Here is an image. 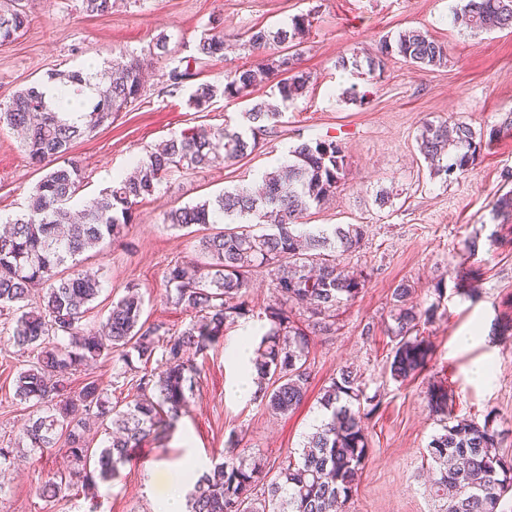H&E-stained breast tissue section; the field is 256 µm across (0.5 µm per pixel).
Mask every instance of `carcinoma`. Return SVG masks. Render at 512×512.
I'll list each match as a JSON object with an SVG mask.
<instances>
[{"instance_id":"1","label":"carcinoma","mask_w":512,"mask_h":512,"mask_svg":"<svg viewBox=\"0 0 512 512\" xmlns=\"http://www.w3.org/2000/svg\"><path fill=\"white\" fill-rule=\"evenodd\" d=\"M112 7V0H80V11L88 17L109 15ZM454 22L472 31L512 28V0H466L455 10ZM27 25L22 0H0V45L18 39ZM309 26L301 15L275 30L246 32L244 45L266 57L263 66L242 65L226 73L222 85L197 84L189 104L202 112L219 95L243 98L272 82L281 102L294 100L311 80L299 69L300 46ZM284 45L292 52H281ZM224 46V31L215 29L200 39L197 59H222ZM395 56L426 69L446 64L448 49L426 33L409 30L394 39L383 38L378 54L366 59L367 66L380 70ZM144 90L140 61L131 58L93 71L49 73L0 102V124L21 132L31 163L46 169L27 208L8 219V230L0 234V311L21 312L10 340L18 352L33 355L29 367L18 374L15 396L23 403L51 405L46 415L29 422L24 438L32 449L51 448L64 438L65 453L74 463L68 487L93 484V476L85 471L92 456L90 421L113 427L111 443L97 453L99 477L105 481L118 476L119 467L129 462L141 442L176 426L201 374L189 353H206L228 326L253 314L244 296L255 269H265L276 296L263 311L269 328L253 359L254 399L274 415L288 414L305 398L311 335L330 331L336 308L354 300L366 282L363 271H350L339 260L361 247L363 225L298 229L305 214L335 196L347 167L341 141H304L288 150L286 165L263 175L261 191L226 189L167 213L174 229L228 224L200 238L202 260L177 261L167 270V302L191 316L183 329L142 322V299L132 287L112 304L103 333L81 332L80 323L100 284L81 268L80 256L120 239L135 207L154 195L165 177L232 165L250 156L282 117L277 104L259 98L245 112L249 136L226 125L185 130L159 143L134 162L130 174L113 180L74 212L70 202L83 169L72 159L57 166L53 162L140 99ZM417 142L433 173L447 177L471 171L482 150V141L463 123L455 124L451 135L447 123H428ZM234 224H255L264 231L236 230ZM62 266L70 270L68 275H60ZM35 289L43 296L31 306ZM413 294L406 281L391 294L395 347L390 373L395 379L405 380L423 369L429 356L425 341L414 332L432 320L435 309L414 304ZM297 307L308 312L305 326L296 320ZM59 336L68 338L66 347L50 345ZM105 353L123 363L115 379L137 368L141 372L128 380L137 395L123 409L109 401L95 379L76 390L70 387V374ZM319 404L320 425L307 437L298 458L288 460L269 482L262 468L228 440L224 461L200 476L187 475L188 512H342L368 457L367 420L381 401L364 397L360 375L346 368L324 388ZM427 452L437 470L431 490L443 501L444 512H506L512 458L499 453L497 433L488 425L446 422Z\"/></svg>"}]
</instances>
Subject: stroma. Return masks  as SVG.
I'll use <instances>...</instances> for the list:
<instances>
[{"label":"stroma","instance_id":"35a3bbf8","mask_svg":"<svg viewBox=\"0 0 512 512\" xmlns=\"http://www.w3.org/2000/svg\"><path fill=\"white\" fill-rule=\"evenodd\" d=\"M463 0H117L110 15L88 17L79 0H24L29 25L12 43L0 45V101L62 71L101 63L119 54L144 56L159 37L171 53L154 61V74L140 103L88 137L77 140L71 157L83 168L77 201L95 198L114 175L130 169L154 145L201 124L246 130L249 102L217 97L206 111L190 107L197 83H222L225 72L252 62L239 36L251 27H279L309 15L300 68L310 73L305 93L289 101L277 131L262 139L247 158L228 167L176 172L153 197L140 203L120 244L87 251L82 266L99 271L101 288L81 326L94 331L113 301L136 287L143 321L180 330L190 317L168 304L165 275L177 261L199 259L200 232L172 229L167 212L258 181L280 166L290 147L335 136L346 148L345 184L335 198L310 210L311 227L360 224L365 238L357 252L343 256L363 270L366 284L354 301L339 307L334 331L316 336L310 354L311 379L304 402L293 413L274 416L250 398L230 395L240 370L226 355L242 332L258 338L257 318L239 320L210 347L185 413L169 433L142 442L117 479L95 488H70L41 498L45 484L67 476L73 464L63 447L33 452L22 447L23 430L40 407L15 397L24 358L9 341L11 318L0 316V446L13 458L0 465V512H159L173 478L191 460L205 467L223 461L228 439L246 455L277 471L297 455L321 420L318 398L339 371L360 374L366 395L381 406L368 424L369 451L358 488L345 512H438L430 491L432 473L425 449L441 430L430 405L432 391L448 394L458 419L488 424L500 435V453L512 457V336L499 334L512 320V219L496 212L501 195L512 190V132L502 129L512 114V29L469 31L454 22ZM232 47L224 59L195 66L194 79L171 86L166 74L186 66L213 20ZM408 30L429 32L447 44L448 62L424 71L401 58L383 70L338 68L339 56L375 52L381 36ZM465 123L490 140L476 167L463 176L431 173L417 137L426 122ZM42 173L31 165L16 134L0 125V216L22 211ZM387 192L386 206L375 198ZM477 252H470L471 240ZM473 287L457 293L458 279ZM415 287L421 307L436 306L420 334L430 348L425 367L406 381L390 374L394 341L391 292L402 281ZM371 336H363L364 326ZM469 337L460 346L459 337ZM491 365L488 380H474L475 362Z\"/></svg>","mask_w":512,"mask_h":512}]
</instances>
